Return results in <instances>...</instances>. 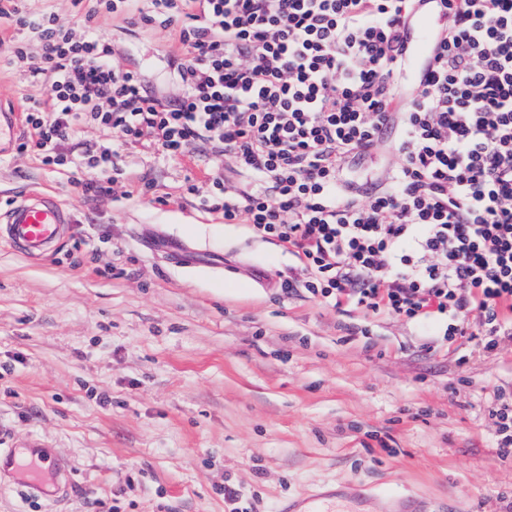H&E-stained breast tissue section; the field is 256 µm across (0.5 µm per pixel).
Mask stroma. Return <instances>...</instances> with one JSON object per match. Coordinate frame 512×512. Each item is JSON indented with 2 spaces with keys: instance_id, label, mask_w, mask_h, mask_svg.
Returning a JSON list of instances; mask_svg holds the SVG:
<instances>
[{
  "instance_id": "stroma-1",
  "label": "stroma",
  "mask_w": 512,
  "mask_h": 512,
  "mask_svg": "<svg viewBox=\"0 0 512 512\" xmlns=\"http://www.w3.org/2000/svg\"><path fill=\"white\" fill-rule=\"evenodd\" d=\"M99 29L117 63L140 60L178 95L163 34L109 16ZM17 34L0 26V106L20 113L39 89L8 63ZM193 155L189 167L125 150L123 183L96 199L73 174L0 159V203L40 188L74 219L44 259L0 243V446L38 437L74 466L64 496L0 481V512H279L326 483L372 488V512L400 492L512 512V455L489 413L493 394L512 398V341L487 358L437 323L365 326L282 293L294 257L181 197L185 174L213 160ZM172 245L193 248V266Z\"/></svg>"
}]
</instances>
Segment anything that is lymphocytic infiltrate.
Instances as JSON below:
<instances>
[{
  "instance_id": "lymphocytic-infiltrate-1",
  "label": "lymphocytic infiltrate",
  "mask_w": 512,
  "mask_h": 512,
  "mask_svg": "<svg viewBox=\"0 0 512 512\" xmlns=\"http://www.w3.org/2000/svg\"><path fill=\"white\" fill-rule=\"evenodd\" d=\"M418 3L75 0L63 26L0 0V20L32 33L10 60L40 89L17 151L98 197L127 147L178 161L210 144L241 183L190 174L185 193L294 255L304 279L286 292L366 321L437 319L497 353L512 336V0H440L447 22L400 101L391 75ZM105 14L165 33L178 98L112 65ZM87 126L105 138L74 153Z\"/></svg>"
}]
</instances>
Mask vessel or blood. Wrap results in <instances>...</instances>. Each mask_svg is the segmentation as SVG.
<instances>
[{"label":"vessel or blood","instance_id":"obj_1","mask_svg":"<svg viewBox=\"0 0 512 512\" xmlns=\"http://www.w3.org/2000/svg\"><path fill=\"white\" fill-rule=\"evenodd\" d=\"M439 25V7L435 4L415 20L408 34V65L396 78L399 90L415 83ZM71 222L68 210L54 195L30 191L0 206V242L30 258L51 254ZM42 448V443L34 439L26 444L24 453L12 448L0 451V479L17 477L27 487L42 492L59 486L69 477L68 464L44 455ZM372 496L365 487L345 491L321 488L288 501L280 512H360V504ZM388 503L390 512H438L434 502L413 494L389 495Z\"/></svg>","mask_w":512,"mask_h":512}]
</instances>
